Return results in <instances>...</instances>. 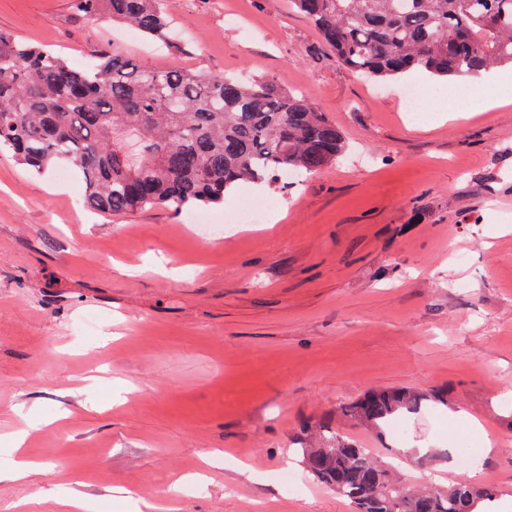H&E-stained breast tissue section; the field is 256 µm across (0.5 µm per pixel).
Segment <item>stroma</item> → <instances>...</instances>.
<instances>
[{
  "mask_svg": "<svg viewBox=\"0 0 512 512\" xmlns=\"http://www.w3.org/2000/svg\"><path fill=\"white\" fill-rule=\"evenodd\" d=\"M188 52L78 16L72 0H0V30L84 65L116 49L145 67L275 79L336 124V163L277 194L274 223L197 235L186 214L81 208L74 170L31 175L0 154V470L26 430L38 470L0 481V512H136L112 490L182 512H353L303 467L319 428L398 476L501 491L512 512V99L411 123L416 70L376 83L344 69L288 0H163ZM103 321L110 342L76 335ZM432 393L398 413L401 440L346 417L370 390ZM501 437L472 468L471 440ZM449 449L422 469L411 451ZM220 454L206 466L204 454ZM258 473H238L239 462ZM308 487L291 495L274 475Z\"/></svg>",
  "mask_w": 512,
  "mask_h": 512,
  "instance_id": "35a3bbf8",
  "label": "stroma"
}]
</instances>
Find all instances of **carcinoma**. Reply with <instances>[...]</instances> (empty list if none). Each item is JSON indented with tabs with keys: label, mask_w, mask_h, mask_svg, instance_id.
Segmentation results:
<instances>
[{
	"label": "carcinoma",
	"mask_w": 512,
	"mask_h": 512,
	"mask_svg": "<svg viewBox=\"0 0 512 512\" xmlns=\"http://www.w3.org/2000/svg\"><path fill=\"white\" fill-rule=\"evenodd\" d=\"M342 66L386 81L412 68L433 78L512 65V0H294ZM76 14L126 23L169 43L161 0H72ZM24 67L18 69L15 62ZM141 140L138 159L123 137ZM336 124L313 103L270 78L241 83L222 74L145 68L117 50L74 67L50 49L0 30V153L37 175L60 164L79 172L81 204L119 216L168 207H217L244 182L279 184L318 171L344 152ZM422 397L369 392L345 407L376 429ZM307 472L354 512H476L498 490L460 483L440 488L391 479L370 450L333 433L300 449Z\"/></svg>",
	"instance_id": "1"
}]
</instances>
